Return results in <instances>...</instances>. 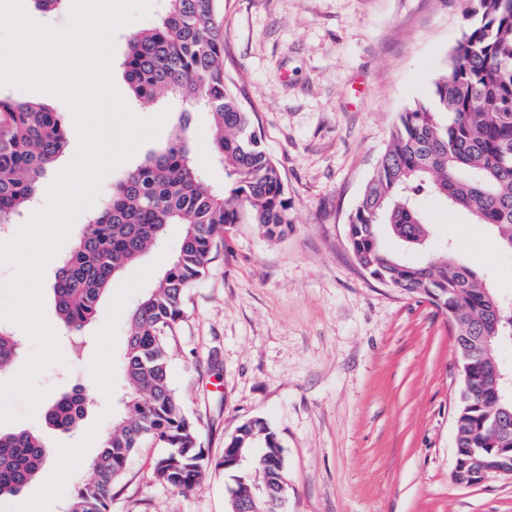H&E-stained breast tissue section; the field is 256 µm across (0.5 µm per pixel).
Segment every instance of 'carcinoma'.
<instances>
[{"mask_svg":"<svg viewBox=\"0 0 512 512\" xmlns=\"http://www.w3.org/2000/svg\"><path fill=\"white\" fill-rule=\"evenodd\" d=\"M470 3V23L434 81L431 99L400 114L348 223L361 269L454 319L466 375L454 425L457 483L485 457L512 448V433L503 436L497 427L500 412L512 409V386L494 384L491 374L495 365L512 370V323L494 333L488 327L490 301L501 309L508 303L434 244L422 209L423 198L432 196L471 215L493 229L512 259V0ZM218 11L219 0H165L160 21L129 36L122 67L132 97L180 102L179 123L162 151L133 164L113 185L55 273L59 318L80 336L112 280L161 245L167 225L184 227L171 266L128 312L123 408L89 464L91 478L78 483L65 512H111L113 488L147 439L165 448L154 463L157 481L180 492L199 482L208 456L198 419L185 411L170 380V340L186 315L187 291L210 273L226 227L246 217L272 239L292 224L279 169L224 73ZM196 107L210 114L212 151L230 179L221 191L205 185L193 164L190 114ZM67 143L60 113L0 96V225L24 214ZM383 224L405 246L426 249L428 258L418 263L387 253L377 234ZM18 352L17 336L0 329V372L13 366ZM88 403L89 394L76 386L51 401L46 421L73 430ZM225 447L240 449L244 458L224 470L234 483L230 508L251 498L256 512H282L288 479L285 469L269 465L283 456L269 424L243 422ZM50 457L38 432H0V498L22 492Z\"/></svg>","mask_w":512,"mask_h":512,"instance_id":"obj_1","label":"carcinoma"}]
</instances>
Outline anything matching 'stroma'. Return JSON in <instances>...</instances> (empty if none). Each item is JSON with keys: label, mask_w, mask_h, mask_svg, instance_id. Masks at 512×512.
Listing matches in <instances>:
<instances>
[{"label": "stroma", "mask_w": 512, "mask_h": 512, "mask_svg": "<svg viewBox=\"0 0 512 512\" xmlns=\"http://www.w3.org/2000/svg\"><path fill=\"white\" fill-rule=\"evenodd\" d=\"M468 0H222L224 72L254 111L282 175L293 227L268 239L247 223L230 227L206 279L190 289L187 316L171 344L172 385L200 420L209 465L190 491L155 480L161 444L145 442L117 485L112 512H228L224 444L261 417L283 446L284 512H512V477L475 486L451 479L454 418L462 388L455 327L429 301L384 285L359 268L348 218L391 137L399 113L428 100L466 25ZM164 0L115 35L113 79L130 92L121 63L128 37L154 26ZM0 94L50 105L69 129L49 172L56 181L78 147L61 97L11 86ZM193 161L222 186L205 110L191 122ZM449 256L512 295V264L491 229L433 198L424 206ZM183 227L112 282L86 347L63 328L49 262L43 309L62 359L38 376L44 395L32 416L0 424L30 429L53 462L0 512H64L111 428L123 393L126 318L167 268ZM90 401L78 428L53 429L49 403L73 386Z\"/></svg>", "instance_id": "stroma-1"}]
</instances>
